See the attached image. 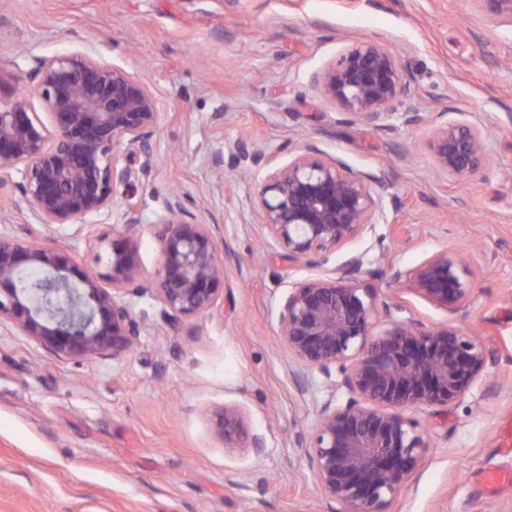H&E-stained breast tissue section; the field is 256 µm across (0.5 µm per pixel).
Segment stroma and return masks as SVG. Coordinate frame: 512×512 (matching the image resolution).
Instances as JSON below:
<instances>
[{"label":"stroma","instance_id":"obj_1","mask_svg":"<svg viewBox=\"0 0 512 512\" xmlns=\"http://www.w3.org/2000/svg\"><path fill=\"white\" fill-rule=\"evenodd\" d=\"M375 37L422 111L482 128V177L438 172L431 126L344 125L321 100L311 75L353 39ZM70 52L145 77L160 101L155 167L137 194L145 276L161 264L157 225L177 191L219 226L224 292L174 326L152 298L125 295L147 328L117 357L57 358L0 325V512H344L317 489L297 439L346 393L317 371L296 372L278 339L283 295L317 271L265 243L251 216L253 176L228 166L216 183L214 157L239 141L312 145L388 180L397 210L336 254L366 256L374 333L400 318L451 321L485 350L464 399L412 412L430 446L388 512H512V481L484 482L512 473V29L486 26L473 0H0V94L24 84L31 57ZM13 224L102 271L77 227L44 228L25 208L0 214V226ZM446 251L473 281L453 319L388 284L389 266L410 270ZM226 407L263 448L225 449L211 418Z\"/></svg>","mask_w":512,"mask_h":512}]
</instances>
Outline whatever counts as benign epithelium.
<instances>
[{
	"label": "benign epithelium",
	"mask_w": 512,
	"mask_h": 512,
	"mask_svg": "<svg viewBox=\"0 0 512 512\" xmlns=\"http://www.w3.org/2000/svg\"><path fill=\"white\" fill-rule=\"evenodd\" d=\"M493 27L512 28V0H473ZM342 122L396 119L421 125L428 115L396 56L380 38L362 39L311 77ZM48 122L33 112V99ZM159 100L140 76L88 55L35 57L26 87L0 104V198L24 203L38 223L90 226L119 193L127 199L124 224L88 235L91 248L107 247L104 271L93 274L65 249L0 237V324L58 357L96 358L128 351L143 325L125 305L129 293L149 296L164 317L178 322L215 306L224 288V248L216 225L204 224L177 193L165 203L159 241L163 263L142 272L133 202L152 176L151 141ZM436 113L430 145L435 168L472 180L485 167L483 133L465 120ZM231 165L264 173L256 181L252 216L265 238L288 248V260L324 266L337 251L387 223L399 200L383 178L351 171L308 145L280 162L267 148L235 147ZM20 174L15 181L12 172ZM365 255L354 254L327 274L289 287L278 310L281 344L296 367L316 370L345 389L339 406L318 410L307 461L322 494L345 512H387L429 448L408 412L449 405L464 397L486 365L480 343L451 325L426 327L413 319L372 333L376 289L358 276ZM390 282L404 283L450 315L469 303L470 272L453 254L439 252L411 270L390 266ZM213 425L224 447L243 435L240 412L226 407Z\"/></svg>",
	"instance_id": "benign-epithelium-1"
}]
</instances>
